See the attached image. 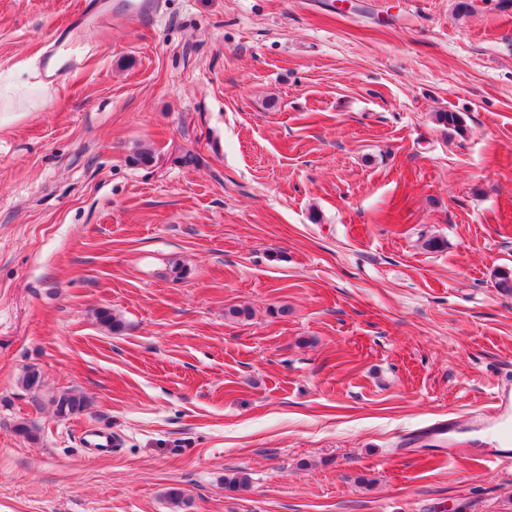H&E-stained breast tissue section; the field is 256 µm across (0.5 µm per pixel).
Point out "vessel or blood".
<instances>
[{
    "label": "vessel or blood",
    "instance_id": "b4317fda",
    "mask_svg": "<svg viewBox=\"0 0 512 512\" xmlns=\"http://www.w3.org/2000/svg\"><path fill=\"white\" fill-rule=\"evenodd\" d=\"M160 0H125L122 8L105 11L94 9L91 15L100 26L112 22L136 24L156 16ZM432 435L448 438L445 456L451 459H468L482 467L497 466L512 461V387L497 389L491 408L471 411L465 422L448 420L426 425L416 431V438ZM117 440L111 432L96 428L88 429L83 436V446L88 455L107 457Z\"/></svg>",
    "mask_w": 512,
    "mask_h": 512
}]
</instances>
